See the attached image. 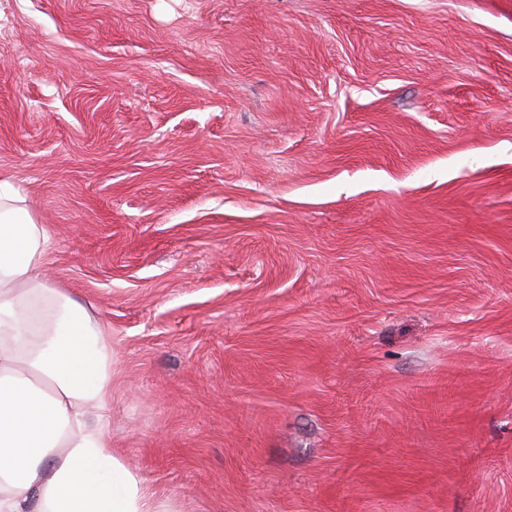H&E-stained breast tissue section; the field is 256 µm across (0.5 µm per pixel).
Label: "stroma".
Wrapping results in <instances>:
<instances>
[{"mask_svg": "<svg viewBox=\"0 0 512 512\" xmlns=\"http://www.w3.org/2000/svg\"><path fill=\"white\" fill-rule=\"evenodd\" d=\"M0 177L171 512H512V0H0Z\"/></svg>", "mask_w": 512, "mask_h": 512, "instance_id": "1", "label": "stroma"}]
</instances>
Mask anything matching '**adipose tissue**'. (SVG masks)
Instances as JSON below:
<instances>
[{
	"mask_svg": "<svg viewBox=\"0 0 512 512\" xmlns=\"http://www.w3.org/2000/svg\"><path fill=\"white\" fill-rule=\"evenodd\" d=\"M0 180V512H168L112 445V339Z\"/></svg>",
	"mask_w": 512,
	"mask_h": 512,
	"instance_id": "obj_1",
	"label": "adipose tissue"
}]
</instances>
